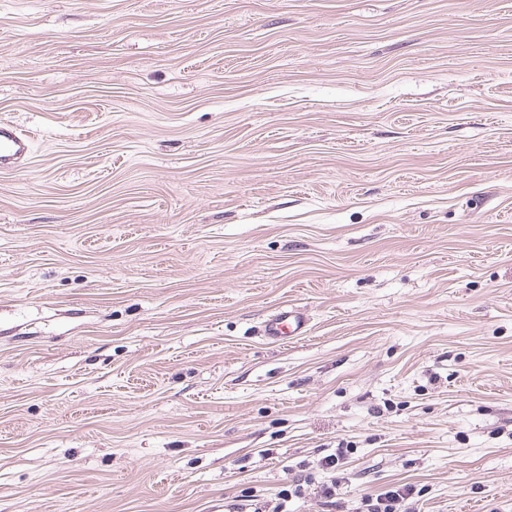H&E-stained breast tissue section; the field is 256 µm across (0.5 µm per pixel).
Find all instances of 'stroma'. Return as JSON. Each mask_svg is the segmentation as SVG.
<instances>
[{
  "mask_svg": "<svg viewBox=\"0 0 512 512\" xmlns=\"http://www.w3.org/2000/svg\"><path fill=\"white\" fill-rule=\"evenodd\" d=\"M0 121V512H512V0H0ZM31 141L19 133L15 127L0 123V168L13 164L27 155ZM309 331V319L292 305H282L264 322L263 336L278 344L291 342ZM412 487L404 485L376 497L375 503L372 498L366 499L367 512H409L405 508L406 502L411 498ZM381 496H384L381 498ZM404 508V510H403Z\"/></svg>",
  "mask_w": 512,
  "mask_h": 512,
  "instance_id": "1",
  "label": "stroma"
}]
</instances>
